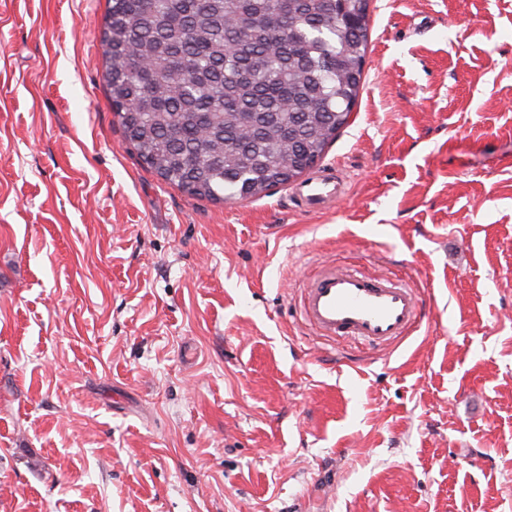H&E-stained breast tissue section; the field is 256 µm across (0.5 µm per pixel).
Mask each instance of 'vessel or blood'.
Segmentation results:
<instances>
[{"label": "vessel or blood", "instance_id": "1", "mask_svg": "<svg viewBox=\"0 0 512 512\" xmlns=\"http://www.w3.org/2000/svg\"><path fill=\"white\" fill-rule=\"evenodd\" d=\"M306 210L329 208L343 195L335 177L312 176L295 190ZM306 321L323 335L348 336L385 345L407 335L423 317L417 293L384 275L350 268H321L304 290Z\"/></svg>", "mask_w": 512, "mask_h": 512}]
</instances>
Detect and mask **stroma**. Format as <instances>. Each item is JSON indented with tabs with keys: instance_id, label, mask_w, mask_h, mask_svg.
I'll return each mask as SVG.
<instances>
[{
	"instance_id": "obj_1",
	"label": "stroma",
	"mask_w": 512,
	"mask_h": 512,
	"mask_svg": "<svg viewBox=\"0 0 512 512\" xmlns=\"http://www.w3.org/2000/svg\"><path fill=\"white\" fill-rule=\"evenodd\" d=\"M106 12L0 0V512H512V0H372L317 213L148 168ZM324 263L424 320L317 337Z\"/></svg>"
}]
</instances>
